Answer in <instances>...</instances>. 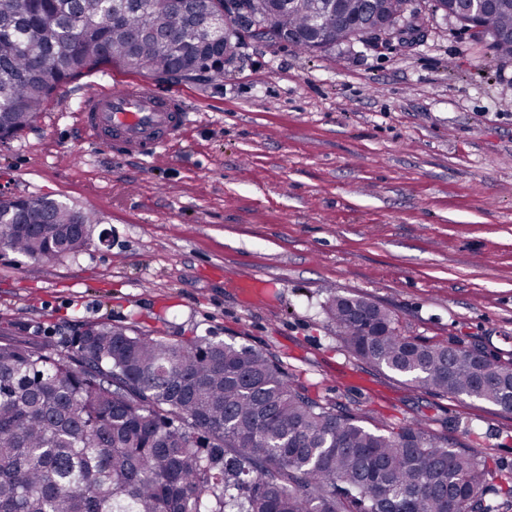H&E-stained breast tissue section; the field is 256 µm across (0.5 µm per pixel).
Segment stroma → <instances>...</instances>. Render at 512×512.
<instances>
[{
  "label": "stroma",
  "mask_w": 512,
  "mask_h": 512,
  "mask_svg": "<svg viewBox=\"0 0 512 512\" xmlns=\"http://www.w3.org/2000/svg\"><path fill=\"white\" fill-rule=\"evenodd\" d=\"M410 7L427 30L412 45L302 52L241 33L222 80L172 84L192 123L148 162L85 142L64 85L0 143V193L105 221L75 258L32 269L0 251V334L52 349L106 322L232 340L312 397L370 424L424 420L512 473V411L362 362L322 311L364 296L404 335L512 364V60L435 0Z\"/></svg>",
  "instance_id": "obj_1"
}]
</instances>
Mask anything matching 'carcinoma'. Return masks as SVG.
Masks as SVG:
<instances>
[{
    "label": "carcinoma",
    "mask_w": 512,
    "mask_h": 512,
    "mask_svg": "<svg viewBox=\"0 0 512 512\" xmlns=\"http://www.w3.org/2000/svg\"><path fill=\"white\" fill-rule=\"evenodd\" d=\"M252 20L299 34L312 52L356 39L360 0H255ZM211 5L183 0H0V127L17 134L65 83L103 66L155 79L219 80ZM491 49L512 59V0L492 18ZM50 223L0 216V249L33 264L76 257L103 223L44 197ZM339 342L424 392L512 411V364L404 336L362 296L323 307ZM491 467L416 420L373 429L310 397L273 359L235 342L170 340L87 324L59 349L0 338V512H493Z\"/></svg>",
    "instance_id": "cac0c4a2"
}]
</instances>
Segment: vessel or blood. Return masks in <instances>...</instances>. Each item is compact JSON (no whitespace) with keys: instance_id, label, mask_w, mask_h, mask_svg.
I'll use <instances>...</instances> for the list:
<instances>
[{"instance_id":"obj_1","label":"vessel or blood","mask_w":512,"mask_h":512,"mask_svg":"<svg viewBox=\"0 0 512 512\" xmlns=\"http://www.w3.org/2000/svg\"><path fill=\"white\" fill-rule=\"evenodd\" d=\"M190 122L191 111L181 95L144 83L123 91L88 89L78 110L86 141L138 160L154 157L183 139Z\"/></svg>"}]
</instances>
